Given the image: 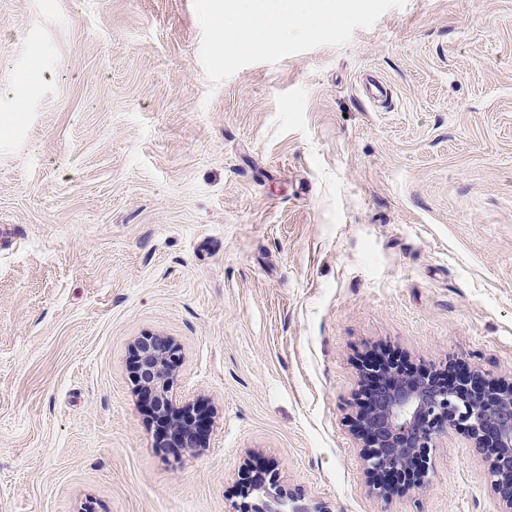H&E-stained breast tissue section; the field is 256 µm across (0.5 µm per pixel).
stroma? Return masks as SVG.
<instances>
[{
    "label": "stroma",
    "mask_w": 512,
    "mask_h": 512,
    "mask_svg": "<svg viewBox=\"0 0 512 512\" xmlns=\"http://www.w3.org/2000/svg\"><path fill=\"white\" fill-rule=\"evenodd\" d=\"M193 0H0V512H500L464 435L373 491L364 360L512 376V0H407L211 86ZM374 77L389 90L372 97ZM174 338L173 454L131 382ZM132 354L131 381L138 391L141 387L151 393V418L166 434L160 444L188 451L200 449L206 412L199 403L191 401L173 408L174 369L181 358L177 343L166 336L148 334L135 340ZM250 479L240 489L243 503L234 502L227 512H333L326 503L312 502L300 488L280 481L271 467Z\"/></svg>",
    "instance_id": "35a3bbf8"
}]
</instances>
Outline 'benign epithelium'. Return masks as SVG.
Listing matches in <instances>:
<instances>
[{
    "label": "benign epithelium",
    "mask_w": 512,
    "mask_h": 512,
    "mask_svg": "<svg viewBox=\"0 0 512 512\" xmlns=\"http://www.w3.org/2000/svg\"><path fill=\"white\" fill-rule=\"evenodd\" d=\"M131 381L151 393L149 411L166 438L161 445L196 451L202 447L206 412L188 401L173 408L174 369L180 348L171 338L148 334L132 346ZM373 386L363 391L357 411L364 460L377 493L386 498L399 490L421 489L431 471L435 440L456 431L479 452L489 455L490 485L512 512V379L462 378L450 383L427 372L405 374L384 358L363 366ZM243 503L229 512H333L313 502L300 488L280 481L270 467L240 489Z\"/></svg>",
    "instance_id": "7a95c632"
}]
</instances>
